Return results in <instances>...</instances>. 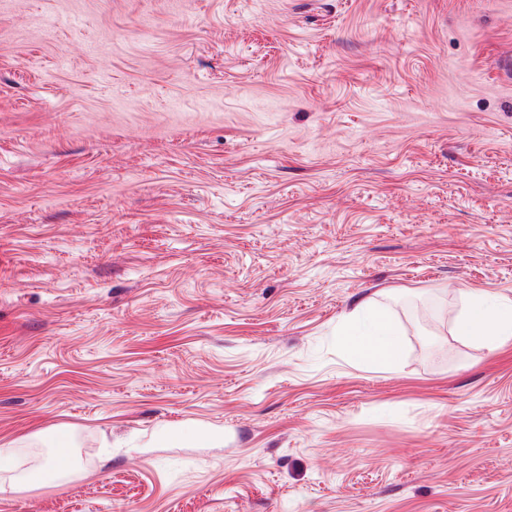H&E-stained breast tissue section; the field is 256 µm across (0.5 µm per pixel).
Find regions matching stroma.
<instances>
[{
    "mask_svg": "<svg viewBox=\"0 0 512 512\" xmlns=\"http://www.w3.org/2000/svg\"><path fill=\"white\" fill-rule=\"evenodd\" d=\"M509 57L512 0H0V512H512V341L454 334ZM339 336L366 363L385 370L396 369L400 351L396 328L367 303L356 307Z\"/></svg>",
    "mask_w": 512,
    "mask_h": 512,
    "instance_id": "1",
    "label": "stroma"
}]
</instances>
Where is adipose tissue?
Instances as JSON below:
<instances>
[{"label": "adipose tissue", "instance_id": "adipose-tissue-1", "mask_svg": "<svg viewBox=\"0 0 512 512\" xmlns=\"http://www.w3.org/2000/svg\"><path fill=\"white\" fill-rule=\"evenodd\" d=\"M461 339L496 348L512 340V300H499L484 294L470 298L469 306L455 324ZM343 342L366 363L395 370L400 339L395 327L368 304H360L341 332Z\"/></svg>", "mask_w": 512, "mask_h": 512}]
</instances>
